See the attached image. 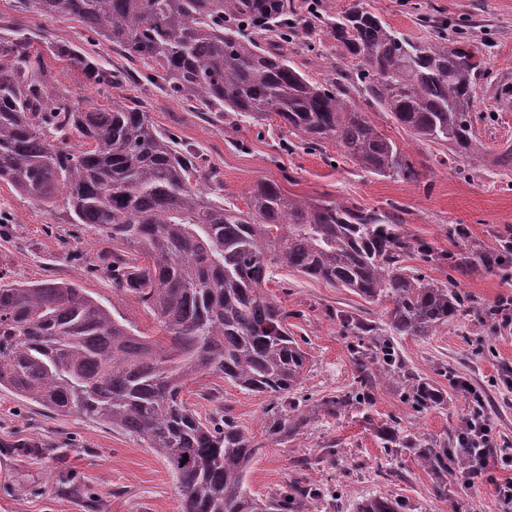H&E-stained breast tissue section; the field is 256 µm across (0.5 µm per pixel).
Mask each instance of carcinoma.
Instances as JSON below:
<instances>
[{"label": "carcinoma", "instance_id": "1", "mask_svg": "<svg viewBox=\"0 0 512 512\" xmlns=\"http://www.w3.org/2000/svg\"><path fill=\"white\" fill-rule=\"evenodd\" d=\"M42 19L68 16L139 60L142 78L202 112L235 124L277 116L309 149L332 141L366 173L412 181L401 148L355 103L363 96L416 141L470 165L484 147L474 119L484 60L464 36L448 45V24L416 44L356 0L339 15L322 0H19ZM336 42L340 68L311 78L288 57L300 35ZM88 82L128 78L90 56L57 48ZM0 182L42 206L63 201L73 224H93L126 247L112 255V279L153 316L145 336L71 283L0 282V391L60 415H78L136 437L165 464L179 512H305L322 489L296 479L265 499L246 489L261 445L222 412L185 400L189 381L218 374L274 401L267 436L275 442L303 418L290 393L306 353L288 332V312L268 293L277 270L296 272L385 307L381 327L340 314L352 336L370 337L378 373L399 378L396 336H432L468 300L404 265L456 263L405 231L395 211L290 196L274 181L249 192L248 210L212 197L203 156L159 131L125 103L86 110L57 86L24 34L0 35ZM499 250L463 257L486 271ZM420 411L439 404L424 381L406 385ZM448 452L426 448L420 467L452 475ZM356 512H400L399 500L367 498Z\"/></svg>", "mask_w": 512, "mask_h": 512}]
</instances>
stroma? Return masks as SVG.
Returning a JSON list of instances; mask_svg holds the SVG:
<instances>
[{"mask_svg": "<svg viewBox=\"0 0 512 512\" xmlns=\"http://www.w3.org/2000/svg\"><path fill=\"white\" fill-rule=\"evenodd\" d=\"M366 6L412 41L434 38L423 16L456 23L464 19L487 73L476 88V128L485 150L478 166L433 161L385 113L371 120L413 161V181L378 177L339 158L333 142L310 150L286 127L265 119L233 128L227 119L197 112L146 82L117 88L90 85L80 67L50 54L66 44L108 68L124 69V54L103 39L87 40L70 18H37L17 0H0V30H18L43 53L58 84L86 108L112 101L143 107L155 127L174 133L204 154L228 206L246 208L260 180L277 182L287 193L311 199L349 201L364 207L403 211L407 230L436 251L462 252L472 244L496 250L512 233V167L498 164L512 147V0H365ZM463 238H454L455 230ZM116 246L89 224L67 223L60 208L42 207L0 182V273L12 282H70L129 320L143 334H156L152 316L112 280L105 261ZM439 280H454L471 300L472 312L427 338L401 336L396 345L408 367L443 396L426 411L414 410L400 384L384 376L365 381L354 359L353 337L336 313L349 310L374 325L383 307L342 288L278 271L268 288L288 312V327L308 354L303 377L292 393L305 422L277 442L266 438L267 397L246 393L219 376L189 384L187 400L243 425L261 448L247 475L250 492L266 497L283 491L294 473L308 482L338 489V498L311 501L308 512H356L357 503L378 494L403 500L406 512H501L493 467L453 497L438 488L439 475L417 466L424 448L455 449L468 399L450 386L449 376L467 380L487 395L485 412L512 445V320L488 323L478 307L512 296L500 274L447 264H423ZM177 488L150 450L131 436L70 415L55 416L0 391V512H178Z\"/></svg>", "mask_w": 512, "mask_h": 512, "instance_id": "obj_1", "label": "stroma"}]
</instances>
